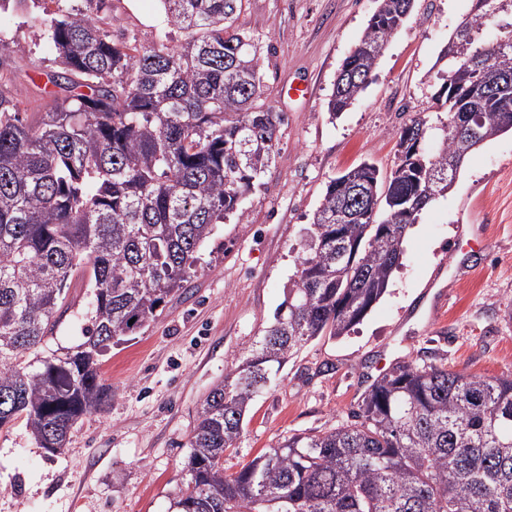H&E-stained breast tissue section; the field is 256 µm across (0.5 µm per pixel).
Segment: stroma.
I'll use <instances>...</instances> for the list:
<instances>
[{"instance_id":"1","label":"stroma","mask_w":512,"mask_h":512,"mask_svg":"<svg viewBox=\"0 0 512 512\" xmlns=\"http://www.w3.org/2000/svg\"><path fill=\"white\" fill-rule=\"evenodd\" d=\"M376 0H245L238 20L259 41L267 103L281 112L278 152L248 200V221H225L200 248L186 287L156 318L110 345L101 372L112 387L103 410L71 430L60 453L39 448L24 423L0 431V512H168L184 487L201 405L226 368L273 321L296 272L301 231L328 182L369 160L382 175L400 162L397 130L419 110L445 120L443 47L472 0H415L388 40L375 78L339 118L327 101ZM112 40L143 47L183 42L159 0H107ZM39 0L0 6V39L14 96L28 120L53 104L56 69ZM303 94H295V87ZM400 269L380 302L347 335L309 342L256 397L235 450L234 471L285 437L347 420L370 385L400 360L437 359L482 376L512 374V132L473 151L446 196L408 231ZM91 294L71 283L43 349L84 341Z\"/></svg>"}]
</instances>
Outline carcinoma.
Returning a JSON list of instances; mask_svg holds the SVG:
<instances>
[{"instance_id": "obj_1", "label": "carcinoma", "mask_w": 512, "mask_h": 512, "mask_svg": "<svg viewBox=\"0 0 512 512\" xmlns=\"http://www.w3.org/2000/svg\"><path fill=\"white\" fill-rule=\"evenodd\" d=\"M58 69L86 91L41 120L0 70V430L24 422L42 448L111 395L99 356L145 327L185 287L217 225L248 223L247 195L274 162L281 113L265 103L244 0H160L183 43H116L105 0H41ZM327 102L336 117L372 83L414 0H377ZM463 19L441 51L443 79L494 87L447 121L416 113L398 132L404 158L384 177L363 161L329 181L303 234L297 271L274 322L208 392L190 439V480L175 512H512V375L484 377L433 361H399L352 422L293 434L239 470L224 452L257 393L306 343L347 334L386 293L410 226L453 187L448 161L512 131V0ZM501 36L482 38L487 24ZM471 115L479 135L458 128ZM430 175L434 195L416 181ZM92 289L77 350L37 360L73 277ZM134 323H129V320Z\"/></svg>"}]
</instances>
